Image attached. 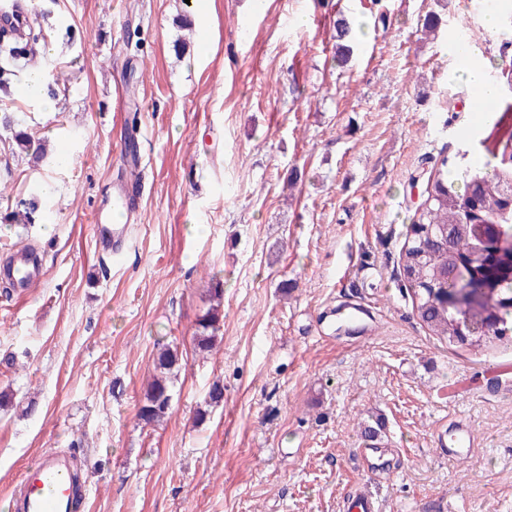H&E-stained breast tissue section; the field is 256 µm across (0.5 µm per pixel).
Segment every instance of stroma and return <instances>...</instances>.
<instances>
[{
  "label": "stroma",
  "instance_id": "obj_1",
  "mask_svg": "<svg viewBox=\"0 0 512 512\" xmlns=\"http://www.w3.org/2000/svg\"><path fill=\"white\" fill-rule=\"evenodd\" d=\"M60 77L52 110L12 93L0 113L48 141L40 162L0 128V261L24 247L43 273L0 292V512L54 449L95 464L83 512H512V346L440 343L412 314L398 254L432 169L480 164L512 129L472 132L457 32L489 70L512 49L478 0H31ZM442 20L422 40L424 16ZM357 35L346 68L335 22ZM189 37L183 55L173 45ZM144 166L119 257L94 218ZM47 187L30 223L16 200ZM224 288L221 343H195ZM177 346L172 410L136 411L158 349ZM220 403L207 405L213 383ZM204 421H196L198 408ZM383 414L386 466L356 426ZM451 419L478 436L438 451Z\"/></svg>",
  "mask_w": 512,
  "mask_h": 512
}]
</instances>
